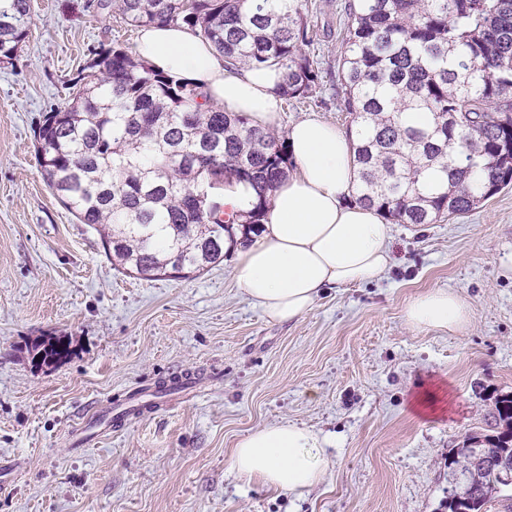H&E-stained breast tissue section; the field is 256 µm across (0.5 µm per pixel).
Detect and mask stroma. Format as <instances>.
<instances>
[{
    "label": "stroma",
    "mask_w": 512,
    "mask_h": 512,
    "mask_svg": "<svg viewBox=\"0 0 512 512\" xmlns=\"http://www.w3.org/2000/svg\"><path fill=\"white\" fill-rule=\"evenodd\" d=\"M341 2L311 0L325 63ZM30 5L28 41L0 63V459L15 465L0 512H442L449 449L494 426L512 394V187L451 220L393 225L381 279L327 290L294 324L247 298L231 254L188 279L124 273L47 186L34 131L71 103L94 47L139 34L89 0ZM307 118L347 127L335 77L283 104L278 130ZM433 288L467 299L465 333L405 323ZM51 337L69 356L34 362ZM175 377L189 388L79 443L94 405L123 408ZM287 421L328 439L326 473L300 496L231 466L240 438Z\"/></svg>",
    "instance_id": "35a3bbf8"
}]
</instances>
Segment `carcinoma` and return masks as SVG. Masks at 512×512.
<instances>
[{
	"label": "carcinoma",
	"mask_w": 512,
	"mask_h": 512,
	"mask_svg": "<svg viewBox=\"0 0 512 512\" xmlns=\"http://www.w3.org/2000/svg\"><path fill=\"white\" fill-rule=\"evenodd\" d=\"M134 29L180 25L212 44L233 72L283 70L280 96L319 85L308 0H99ZM336 110L349 115L357 204L395 224L465 214L512 185V0H345ZM33 25L30 0H0V62ZM73 103L35 130L47 183L82 224L96 228L112 265L150 279L180 277L224 260V231L265 223L271 195L293 167L287 137L230 114L202 87L153 69L128 47L92 51ZM251 185L253 207L227 211L196 199L203 181ZM45 364L69 355L61 340L34 345ZM494 433L448 452L453 480L470 481L448 512H484L506 486L512 395L496 399Z\"/></svg>",
	"instance_id": "obj_1"
}]
</instances>
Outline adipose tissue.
<instances>
[{"mask_svg":"<svg viewBox=\"0 0 512 512\" xmlns=\"http://www.w3.org/2000/svg\"><path fill=\"white\" fill-rule=\"evenodd\" d=\"M137 55L154 69L203 86L211 103L248 115L255 123L279 121L277 67L229 72L212 46L184 27L144 28ZM295 168L272 193L261 236L239 249L234 278L272 320L296 321L330 288L379 279L391 262V227L375 209L347 202L357 175L354 148L336 126L305 119L288 129ZM417 329L464 330L469 307L454 291L433 289L413 297L403 313ZM319 431L293 422L268 425L241 438L232 467L242 476L291 493L317 485L327 470Z\"/></svg>","mask_w":512,"mask_h":512,"instance_id":"1","label":"adipose tissue"}]
</instances>
